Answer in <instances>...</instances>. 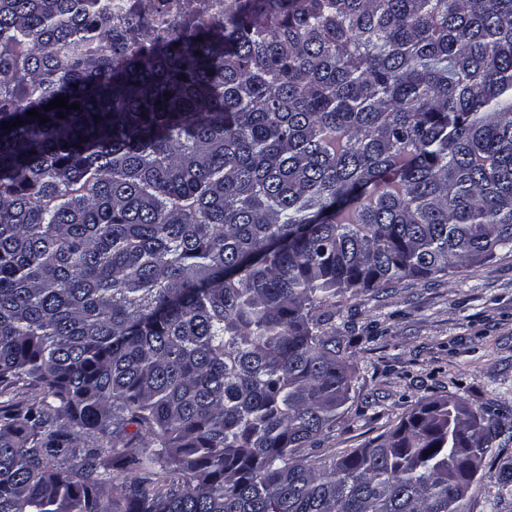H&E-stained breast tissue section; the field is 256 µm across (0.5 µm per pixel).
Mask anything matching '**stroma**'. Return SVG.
I'll list each match as a JSON object with an SVG mask.
<instances>
[{
    "mask_svg": "<svg viewBox=\"0 0 512 512\" xmlns=\"http://www.w3.org/2000/svg\"><path fill=\"white\" fill-rule=\"evenodd\" d=\"M336 333L355 370L350 421L303 449L308 459L354 448L389 430L416 401L451 395L471 410H512V252L433 282L403 279L382 296L336 298ZM512 512V445L483 469L464 512Z\"/></svg>",
    "mask_w": 512,
    "mask_h": 512,
    "instance_id": "35a3bbf8",
    "label": "stroma"
}]
</instances>
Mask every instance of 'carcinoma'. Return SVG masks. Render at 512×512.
Instances as JSON below:
<instances>
[{
	"label": "carcinoma",
	"mask_w": 512,
	"mask_h": 512,
	"mask_svg": "<svg viewBox=\"0 0 512 512\" xmlns=\"http://www.w3.org/2000/svg\"><path fill=\"white\" fill-rule=\"evenodd\" d=\"M147 30L0 0V512H464L492 405L300 452L349 410L336 294L512 252V0Z\"/></svg>",
	"instance_id": "1"
}]
</instances>
